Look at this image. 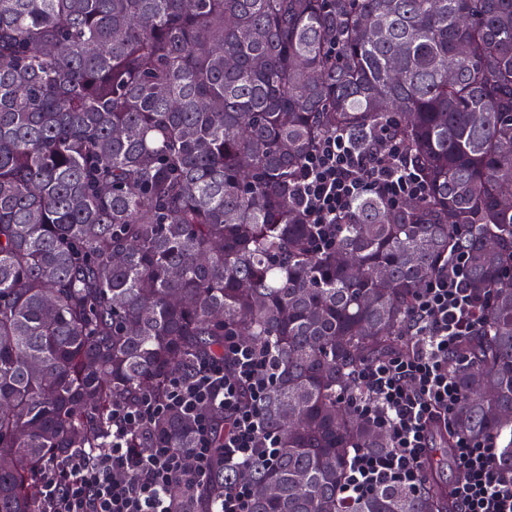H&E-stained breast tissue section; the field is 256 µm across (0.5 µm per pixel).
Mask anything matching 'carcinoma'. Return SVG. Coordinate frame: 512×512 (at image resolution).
<instances>
[{"label": "carcinoma", "instance_id": "1", "mask_svg": "<svg viewBox=\"0 0 512 512\" xmlns=\"http://www.w3.org/2000/svg\"><path fill=\"white\" fill-rule=\"evenodd\" d=\"M384 124L427 193L363 196L322 251L295 175ZM460 242L491 304L443 459L512 435V0H0V512H38L39 475L104 447L115 402L226 336L273 352L279 453L249 512H453L439 483L342 486L353 449L390 448L354 372L406 346ZM150 434L129 447H193L176 412Z\"/></svg>", "mask_w": 512, "mask_h": 512}]
</instances>
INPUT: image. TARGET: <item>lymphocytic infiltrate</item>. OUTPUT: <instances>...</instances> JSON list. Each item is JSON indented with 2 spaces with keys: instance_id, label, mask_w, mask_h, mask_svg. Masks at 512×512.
<instances>
[{
  "instance_id": "obj_1",
  "label": "lymphocytic infiltrate",
  "mask_w": 512,
  "mask_h": 512,
  "mask_svg": "<svg viewBox=\"0 0 512 512\" xmlns=\"http://www.w3.org/2000/svg\"><path fill=\"white\" fill-rule=\"evenodd\" d=\"M297 195L320 247L335 244L356 201L371 194L386 204L425 195L410 154L391 128L365 145L337 131L322 138L296 178ZM489 297L469 282V254L451 247L447 259L419 290L410 313L408 350L366 364L353 408L386 431L385 452L353 451L344 492L357 499L383 485L420 489L433 427H447L461 394L451 368L464 338L482 325ZM270 352L236 336L224 339L220 357L196 359L172 377L163 396L141 394L115 403L104 448L73 451L62 467L39 478L41 512H248L250 467L273 462L278 446L261 413L272 378ZM175 411L193 420L190 448H130L134 432ZM224 434V464L235 476L211 498L213 438ZM497 444L457 437L463 477L453 488L456 512H512V476L493 471Z\"/></svg>"
}]
</instances>
